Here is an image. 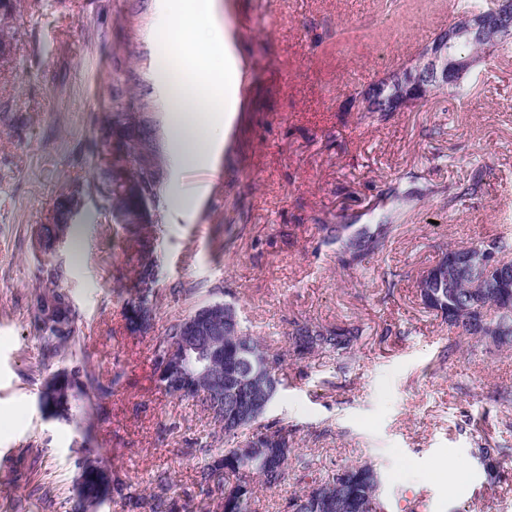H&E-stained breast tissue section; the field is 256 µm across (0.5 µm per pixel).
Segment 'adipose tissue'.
<instances>
[{
	"label": "adipose tissue",
	"instance_id": "1",
	"mask_svg": "<svg viewBox=\"0 0 512 512\" xmlns=\"http://www.w3.org/2000/svg\"><path fill=\"white\" fill-rule=\"evenodd\" d=\"M211 0H186L157 29V40L179 54L197 91L190 85L171 83L168 92V135L180 169L199 168L208 161V150L218 139V120L224 104L237 93L235 69L213 74L210 60L224 52L221 29L212 24Z\"/></svg>",
	"mask_w": 512,
	"mask_h": 512
}]
</instances>
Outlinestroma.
Here are the masks:
<instances>
[{"label": "stroma", "mask_w": 512, "mask_h": 512, "mask_svg": "<svg viewBox=\"0 0 512 512\" xmlns=\"http://www.w3.org/2000/svg\"><path fill=\"white\" fill-rule=\"evenodd\" d=\"M174 0H12L0 21V512H68L79 428L134 494L178 505L203 444L222 442L191 401L156 382L153 347L209 301L285 341L291 322L354 323L350 367L287 360L271 416L324 475L355 462L382 471L387 512H512V456L486 478L480 447L512 449V350L486 351L426 310L416 279L448 247L512 234V55L494 52L463 93L404 112H356L349 98L415 55L442 0H215L238 101L208 167L177 170L154 31ZM151 136L159 167L145 224L101 207L93 183L124 123ZM192 206L168 208L174 184ZM82 187L79 240L49 258L64 271L77 339L44 365L27 306L42 283L31 241L64 192ZM394 217L383 250L350 260L327 226ZM156 261V318L124 319L141 255ZM85 362L122 388L80 425L38 408L53 367ZM467 461L457 490L422 478L433 462Z\"/></svg>", "instance_id": "35a3bbf8"}]
</instances>
